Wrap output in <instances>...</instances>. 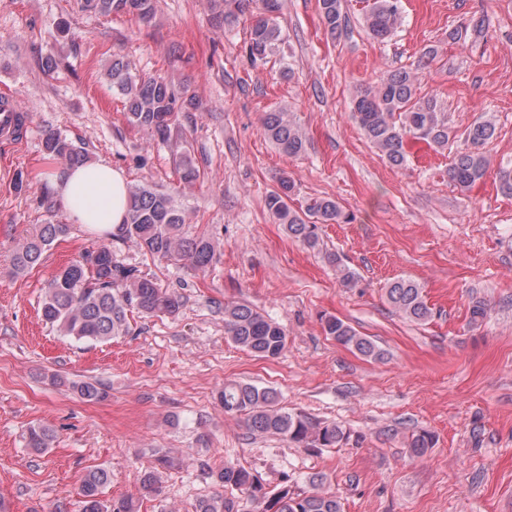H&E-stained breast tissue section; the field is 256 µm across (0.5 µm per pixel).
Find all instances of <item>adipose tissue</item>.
I'll return each instance as SVG.
<instances>
[{
  "mask_svg": "<svg viewBox=\"0 0 512 512\" xmlns=\"http://www.w3.org/2000/svg\"><path fill=\"white\" fill-rule=\"evenodd\" d=\"M53 198L72 223L102 233L118 232L126 213L127 180L107 162H95L52 178Z\"/></svg>",
  "mask_w": 512,
  "mask_h": 512,
  "instance_id": "ef3b65f1",
  "label": "adipose tissue"
}]
</instances>
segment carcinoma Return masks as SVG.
<instances>
[{
    "label": "carcinoma",
    "instance_id": "cac0c4a2",
    "mask_svg": "<svg viewBox=\"0 0 512 512\" xmlns=\"http://www.w3.org/2000/svg\"><path fill=\"white\" fill-rule=\"evenodd\" d=\"M256 1L261 2V7L244 41L245 56L253 65L267 63L285 43L278 22L281 0H224L226 25L234 24L239 16L250 12ZM318 6L330 36H336L347 26L343 0H318ZM90 7L105 15L132 14L147 21L153 14L154 0H91ZM363 18L368 33L383 42L402 24L401 0H371ZM106 75L112 91L123 99L128 121L154 140L170 141L174 130L181 125L180 114L193 106L192 100L176 95L166 78H142L120 58H112ZM354 116L363 136L392 167H401L407 160L405 137L408 134L439 149L456 138L438 99L420 95L415 74L405 69L386 71L374 84L360 89L354 99ZM261 124L264 135L283 153L296 157L304 152L305 133L291 113L285 110L266 112ZM495 131V124L489 119L465 129V148L448 169L449 179L457 187L467 190L486 175L490 160L484 146ZM42 151L48 162L65 169H75L89 161L83 147L54 131L44 133ZM176 170L180 181L187 185L201 178L200 170L185 158L179 159ZM291 191V181L280 178L279 188L269 193L266 205L285 226L288 235L306 247L319 246L318 225L347 222L340 206L331 198H309L300 208H293L288 203ZM70 232L69 224L38 225L15 249L12 272L24 275L41 265L44 253ZM112 239L130 242L158 259L185 261L195 269L207 267L216 253L215 242L208 234L188 229L185 214L171 195L143 184L128 187L125 221ZM386 298L393 309L409 321L423 323L431 318L432 311L423 289L410 278L389 282ZM182 306V296L162 288L137 267L115 259L112 247L103 241L46 280L40 315L64 337L105 343L129 333V313L133 311L147 317L175 316ZM469 313L470 323L478 325L488 316L487 304L475 298ZM321 323L325 335L339 344L364 357H382L371 339L360 335L344 320L330 315L322 318ZM224 332L236 346L260 358H278L287 344L286 333L278 323L245 303L224 304ZM72 389L87 401H99L107 396V392L93 382L74 384ZM218 399L224 413L245 416L248 431L256 437L279 436L308 450L335 448L350 438V431L341 424L322 422L280 407L278 393L270 387L226 382L218 392ZM54 438V431L44 425L33 424L27 429V447L36 451L49 448ZM434 443V433L421 428L409 435L407 448L420 457L434 447ZM178 464V458L171 452L156 449L153 462L141 472L139 496L112 501L104 499L112 481L111 473L101 467L89 469L79 487L82 512H140V500L157 496L161 474ZM208 475L223 492L198 500L195 512H240L242 498L254 504L256 512H342L336 494L325 489L327 477L323 474L310 478L311 490L307 492H297L286 483L271 489L258 474L230 462L209 470Z\"/></svg>",
    "mask_w": 512,
    "mask_h": 512
}]
</instances>
